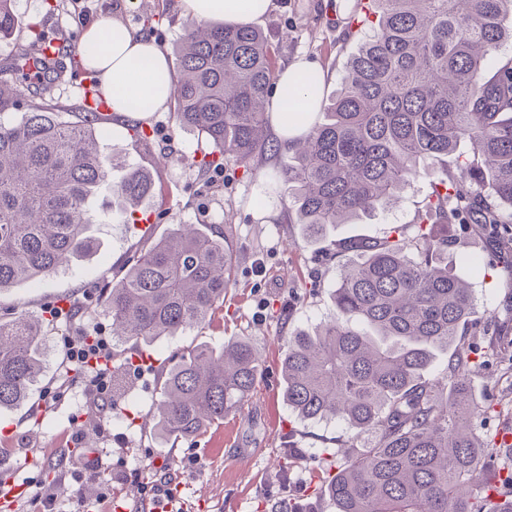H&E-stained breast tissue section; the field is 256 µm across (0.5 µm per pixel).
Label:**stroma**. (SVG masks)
<instances>
[{
  "mask_svg": "<svg viewBox=\"0 0 512 512\" xmlns=\"http://www.w3.org/2000/svg\"><path fill=\"white\" fill-rule=\"evenodd\" d=\"M354 0H275L261 26L278 37L276 67L298 57L316 61L326 74L327 90H335L349 58L364 36L348 27L346 18ZM18 24L7 41L0 42V59L26 48L33 28L69 39L82 36L86 23L115 19L135 30H148L165 50H172L188 22L179 0H17ZM154 17L146 28V17ZM18 109L0 114L8 124L31 106L45 103L62 120L80 121L85 109L80 75L50 86L23 90ZM132 118L108 114L99 126L104 148L113 160L112 176L141 165L159 186L155 197L141 201L140 210L155 212L149 225L127 224L114 214L113 199L101 191L90 203L95 216V250L68 267L0 293V312L33 317L43 315L56 301H81L86 311L58 320L42 338L43 370L30 397L21 405L0 410V475L10 474L25 484L28 494L54 496L58 512H69L72 495L96 499L100 483L112 481V505L117 512H145L143 481L179 479L181 512H198L199 500L208 512H272L276 502L296 488V502H313L318 512H334L315 469L326 452L347 441L351 431L335 421H301L282 397L281 361L285 338L297 330L313 331L333 312L343 257L325 259V244H311L288 216L287 189L279 172L287 154L269 155L243 165L224 163V176L210 181L202 165L210 153L208 140L178 131L172 110L149 113L145 120L154 135L144 148L131 131ZM435 172L422 173L396 207L376 210L357 224L331 230L330 239L378 237L390 228L413 223L418 207L431 190ZM177 224H213L227 235L238 257L237 284L224 293V304L206 325L163 337L150 347L112 338V318L97 289L111 277L127 254L169 233ZM464 249L483 254L487 273L471 270L451 250L448 264L472 289L480 332L466 336L480 347L494 338L498 358L472 377L474 392L495 402L480 433L493 447H504L512 434V270L497 261L500 247L472 229ZM109 339L114 354L112 406L102 405L89 377L72 373L66 357L68 337L77 333ZM240 336L252 337L261 357L262 379L253 396L223 424L211 427L195 442L159 443L151 409L159 397L164 374L180 353L206 344L219 347ZM154 361L138 363L141 354ZM94 438L83 452L70 450L74 435ZM302 455L279 475L289 440ZM98 464L97 472L80 468L79 456ZM163 458L162 467L153 459Z\"/></svg>",
  "mask_w": 512,
  "mask_h": 512,
  "instance_id": "35a3bbf8",
  "label": "stroma"
}]
</instances>
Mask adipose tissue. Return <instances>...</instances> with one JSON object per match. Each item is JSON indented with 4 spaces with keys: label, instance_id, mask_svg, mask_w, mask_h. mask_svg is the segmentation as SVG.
Masks as SVG:
<instances>
[{
    "label": "adipose tissue",
    "instance_id": "adipose-tissue-1",
    "mask_svg": "<svg viewBox=\"0 0 512 512\" xmlns=\"http://www.w3.org/2000/svg\"><path fill=\"white\" fill-rule=\"evenodd\" d=\"M273 8V0H180L182 14L197 22L224 21L244 24L261 21ZM82 61L102 79L105 95L113 112L138 117L143 112L166 108L174 88L165 52L144 34L127 26L99 19L87 25L82 41ZM314 64L299 59L276 74L275 121L280 141L296 137L282 114L289 96L319 102L324 82L307 84L306 75L315 73Z\"/></svg>",
    "mask_w": 512,
    "mask_h": 512
}]
</instances>
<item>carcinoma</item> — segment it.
<instances>
[{
  "label": "carcinoma",
  "mask_w": 512,
  "mask_h": 512,
  "mask_svg": "<svg viewBox=\"0 0 512 512\" xmlns=\"http://www.w3.org/2000/svg\"><path fill=\"white\" fill-rule=\"evenodd\" d=\"M377 23L349 59L336 91L322 98L324 121L287 146L282 168L289 208L319 238L407 193L427 163L439 170L406 225L380 238L343 241L356 259L342 266L335 313L313 332L287 337L283 396L304 420H338L367 433L365 448L343 444L325 470L336 512H512V469L500 480L504 503L487 499L489 462L505 448L485 444L486 409L471 393L480 357L461 342L477 324L469 286L445 262L458 238L448 227L478 224L490 235L512 226V0H370ZM18 22L15 0H0V39ZM34 33L15 61L0 66V111L33 75L61 80L78 67L80 46L57 38L53 59L32 53ZM271 35L245 24H190L175 45V121L208 139L204 164L246 163L282 145L269 137L273 92ZM99 113L78 125L37 105L0 124V292L53 274L96 247L88 206L105 185L123 213L154 190L150 173L130 168L111 182L100 146ZM470 155L456 157L460 144ZM227 237L179 224L135 251L101 286L112 333L149 345L205 323L236 281ZM0 316V409L28 399L42 369L39 341L52 316ZM451 351L445 375L424 378L433 352ZM245 336L221 349L195 347L166 369L153 405L157 433L192 441L242 407L261 376Z\"/></svg>",
  "instance_id": "obj_1"
}]
</instances>
